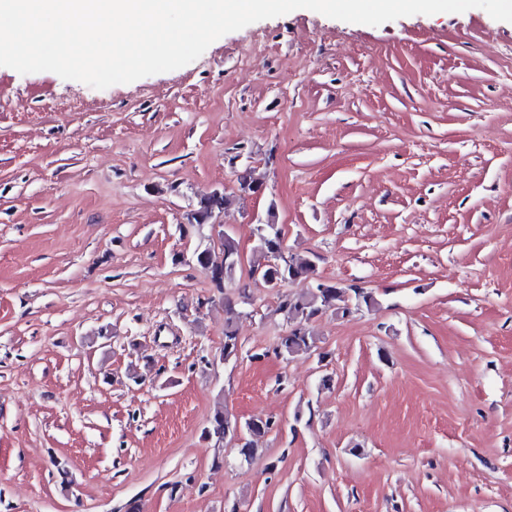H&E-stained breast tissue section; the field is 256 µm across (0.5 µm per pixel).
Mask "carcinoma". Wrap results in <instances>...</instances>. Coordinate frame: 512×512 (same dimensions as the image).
Listing matches in <instances>:
<instances>
[{
  "label": "carcinoma",
  "mask_w": 512,
  "mask_h": 512,
  "mask_svg": "<svg viewBox=\"0 0 512 512\" xmlns=\"http://www.w3.org/2000/svg\"><path fill=\"white\" fill-rule=\"evenodd\" d=\"M284 243V240H274L268 247H256V253L261 261L253 266V269L261 271L263 279L278 278V269L273 264V253L276 248ZM198 264L204 268L210 277L211 282L216 288L221 289L225 284L231 282L237 269L217 263L212 254L203 249L196 253ZM291 270L293 280L301 281L314 278V265L311 260L299 254H290ZM355 304L365 305L372 308L378 305L376 298L367 293L360 292L354 294ZM345 297V287L338 284H327L323 288H308L298 294H286L282 296L278 311L283 314L287 323L291 325L302 324V328L296 331H290L281 338L279 350L280 353L290 358L312 353L318 348V339L314 331L309 327V323L317 317L322 309H330L336 313H345V307L352 301ZM238 421L231 417L224 410L219 409L213 415L211 429L208 435L217 438V441L224 440V436L233 433ZM273 427V422L269 419L257 418L247 421L243 425L246 430V441L240 446L239 455L244 461L253 458L256 448L255 439L268 433Z\"/></svg>",
  "instance_id": "obj_1"
}]
</instances>
